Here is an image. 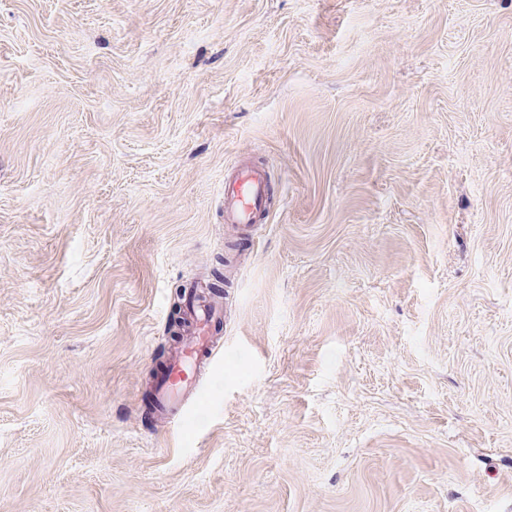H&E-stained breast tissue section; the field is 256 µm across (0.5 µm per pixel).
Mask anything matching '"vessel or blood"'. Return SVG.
Instances as JSON below:
<instances>
[{"label": "vessel or blood", "instance_id": "b4317fda", "mask_svg": "<svg viewBox=\"0 0 512 512\" xmlns=\"http://www.w3.org/2000/svg\"><path fill=\"white\" fill-rule=\"evenodd\" d=\"M271 191L266 170L256 165L241 167L225 181L224 221L238 228L242 244H252L254 227L268 221ZM182 312L180 337L155 370L143 405L152 419L170 425L196 412L210 374L222 361L218 338L224 330V304L218 291L209 281L199 282L185 292Z\"/></svg>", "mask_w": 512, "mask_h": 512}]
</instances>
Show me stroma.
<instances>
[{"label":"stroma","instance_id":"obj_1","mask_svg":"<svg viewBox=\"0 0 512 512\" xmlns=\"http://www.w3.org/2000/svg\"><path fill=\"white\" fill-rule=\"evenodd\" d=\"M0 512H512V0H0ZM271 191L267 171L256 165L243 166L231 179L224 180V223L238 228L242 244L253 245V228L269 220ZM211 289L204 280L184 294L180 337L154 371L143 403V412L156 422L178 424L193 415L210 374L222 361L217 336L224 331V302Z\"/></svg>","mask_w":512,"mask_h":512}]
</instances>
